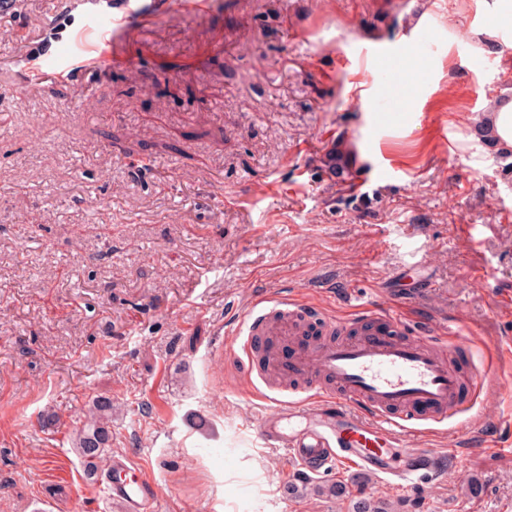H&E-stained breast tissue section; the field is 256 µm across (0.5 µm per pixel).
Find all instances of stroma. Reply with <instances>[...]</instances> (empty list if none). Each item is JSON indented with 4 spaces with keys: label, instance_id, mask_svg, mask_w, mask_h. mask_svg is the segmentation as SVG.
<instances>
[{
    "label": "stroma",
    "instance_id": "1",
    "mask_svg": "<svg viewBox=\"0 0 512 512\" xmlns=\"http://www.w3.org/2000/svg\"><path fill=\"white\" fill-rule=\"evenodd\" d=\"M63 2L0 14V512H114L72 446L100 395L105 456L142 469L155 512H512V172L473 132L512 95L502 0H158L113 43L118 75L89 65L109 22ZM47 29L55 78L18 97ZM280 295L464 334L458 369L489 378L467 432L409 440L438 472L308 477L259 445L228 335Z\"/></svg>",
    "mask_w": 512,
    "mask_h": 512
}]
</instances>
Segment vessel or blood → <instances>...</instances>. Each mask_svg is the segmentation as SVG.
I'll return each mask as SVG.
<instances>
[{
  "instance_id": "vessel-or-blood-1",
  "label": "vessel or blood",
  "mask_w": 512,
  "mask_h": 512,
  "mask_svg": "<svg viewBox=\"0 0 512 512\" xmlns=\"http://www.w3.org/2000/svg\"><path fill=\"white\" fill-rule=\"evenodd\" d=\"M112 19L113 34L151 21L146 0H123ZM308 310L288 298H264L235 321L229 339L252 386L269 383L261 339L277 333L288 344L287 359L277 361L287 387L268 395L258 437L270 448L285 449L305 473L317 474L347 463L358 471L406 488L435 469L431 449L411 448L408 437L424 426L444 424L473 406L466 393H480V373L463 378L451 358L467 349L464 336H409L401 317L386 315L385 324L361 335L334 340L336 320L324 316L327 339H300ZM112 501L122 512H152L154 487L140 468L115 458L105 479Z\"/></svg>"
}]
</instances>
